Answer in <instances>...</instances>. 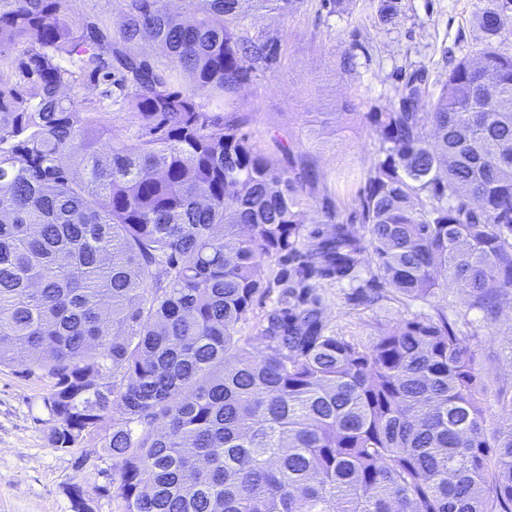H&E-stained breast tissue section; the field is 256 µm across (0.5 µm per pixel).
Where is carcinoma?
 <instances>
[{
    "instance_id": "cac0c4a2",
    "label": "carcinoma",
    "mask_w": 512,
    "mask_h": 512,
    "mask_svg": "<svg viewBox=\"0 0 512 512\" xmlns=\"http://www.w3.org/2000/svg\"><path fill=\"white\" fill-rule=\"evenodd\" d=\"M182 2L122 0L112 22L0 0V364L25 348L50 381L48 445L112 419L125 512H512V422L489 423L478 330L433 304L442 277L488 326L512 304V0L478 15L438 93L414 74L367 113L359 227L326 211L328 233L236 99L270 61L237 29L296 0ZM401 12L379 0L382 21ZM143 38L160 58L131 50ZM274 256L284 296L254 358L242 326ZM325 280L431 312L360 343L324 322Z\"/></svg>"
}]
</instances>
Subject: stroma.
Segmentation results:
<instances>
[{
  "label": "stroma",
  "instance_id": "35a3bbf8",
  "mask_svg": "<svg viewBox=\"0 0 512 512\" xmlns=\"http://www.w3.org/2000/svg\"><path fill=\"white\" fill-rule=\"evenodd\" d=\"M493 0H402L395 24H380L377 0H351L342 13L328 0H297L286 15L246 21L248 39L271 41L273 63L257 64L238 92L239 109L253 146L276 166L289 170L308 200L303 219L319 227L325 210L349 216L359 191L378 159L379 135L365 115L389 106L402 82L416 70L425 72L430 90H438L448 73L449 57H462L479 40L478 14ZM351 53L350 70L340 60ZM282 268L269 259L273 285L243 328L252 336L250 353L263 350L258 336L283 287ZM323 316L340 336L364 342L380 330L422 311L418 302L394 295L366 308L349 288L318 284ZM512 342V306L481 328L471 341L476 368L485 384L484 400L495 422L512 421L496 394L512 388V358L501 349ZM47 380L22 373L18 364L0 365V512H72L71 488L82 489L86 512H124L110 493L115 471L103 443L109 424L67 451L49 448V416L43 399Z\"/></svg>",
  "mask_w": 512,
  "mask_h": 512
}]
</instances>
